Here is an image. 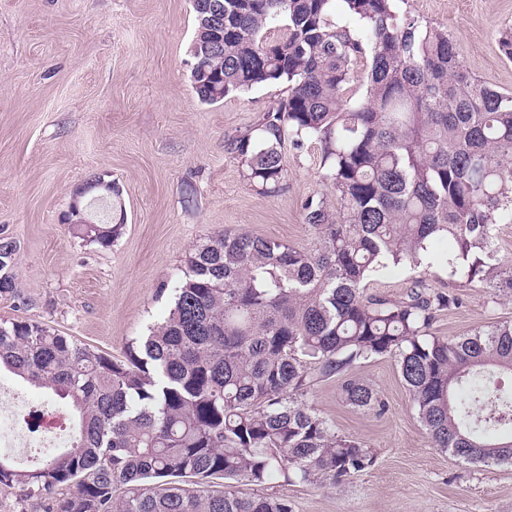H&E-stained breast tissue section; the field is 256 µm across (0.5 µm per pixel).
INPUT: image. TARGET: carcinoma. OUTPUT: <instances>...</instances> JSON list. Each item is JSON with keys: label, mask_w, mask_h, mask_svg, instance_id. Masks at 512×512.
<instances>
[{"label": "carcinoma", "mask_w": 512, "mask_h": 512, "mask_svg": "<svg viewBox=\"0 0 512 512\" xmlns=\"http://www.w3.org/2000/svg\"><path fill=\"white\" fill-rule=\"evenodd\" d=\"M403 2L193 0L190 79L202 103L286 85L228 143L248 179L277 193L285 138L314 140L336 208L305 203L306 248L231 232L193 245L168 317L120 358L0 321V368L78 412L70 447L36 469L0 457V485L43 512H294L284 496L236 484L336 487L371 466V450L336 433L309 394L334 378L347 405L381 414L354 370L385 356L433 447L512 464V322L430 336L458 297L368 292L384 269L430 261L440 238L456 246L450 275L512 292V265L492 248L497 224L512 220V92L474 76L448 29ZM274 21L283 34L270 41ZM120 197L112 184V223L81 224L83 237L112 244ZM15 251L0 239V293L15 292ZM217 480L224 490H209Z\"/></svg>", "instance_id": "obj_1"}]
</instances>
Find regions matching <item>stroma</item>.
Listing matches in <instances>:
<instances>
[{
	"mask_svg": "<svg viewBox=\"0 0 512 512\" xmlns=\"http://www.w3.org/2000/svg\"><path fill=\"white\" fill-rule=\"evenodd\" d=\"M446 27L468 69L512 91V62L499 47L512 0H406ZM193 0H0V238L15 242L17 292L0 296L1 320H26L122 357L132 339L163 321L199 239L222 231L309 246L308 199L327 194L317 142L285 145L278 194L250 182L229 137L245 132L283 95L259 86L216 104L190 83ZM96 175L117 182L126 222L110 247L63 220L76 187ZM433 244L431 266H401L369 293L398 299L458 296L437 312L435 336H465L512 321V293L449 275ZM355 374L386 402L378 415L347 406L339 383H319L311 402L337 433L374 454L335 488L274 478L247 495L288 497L294 512H512V464L468 463L433 447L393 358Z\"/></svg>",
	"mask_w": 512,
	"mask_h": 512,
	"instance_id": "35a3bbf8",
	"label": "stroma"
}]
</instances>
